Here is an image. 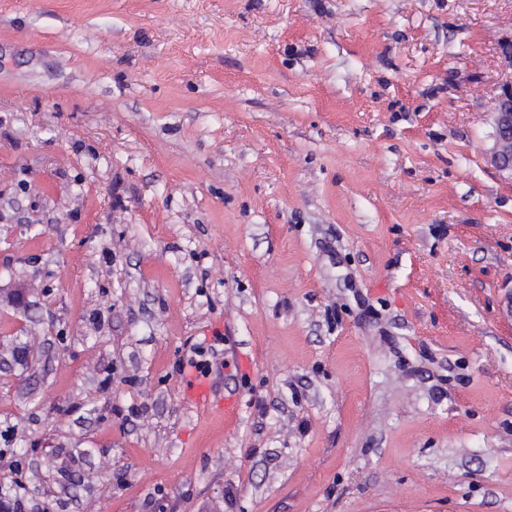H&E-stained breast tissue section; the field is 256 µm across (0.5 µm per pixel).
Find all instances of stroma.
<instances>
[{
    "instance_id": "1",
    "label": "stroma",
    "mask_w": 512,
    "mask_h": 512,
    "mask_svg": "<svg viewBox=\"0 0 512 512\" xmlns=\"http://www.w3.org/2000/svg\"><path fill=\"white\" fill-rule=\"evenodd\" d=\"M512 0H0V492L512 512ZM223 337L202 416L176 365ZM502 66L510 76L492 99L493 144L489 150L491 164L501 173L512 177V36L499 44ZM183 399L202 413H218L228 418L238 414V398L234 394L218 396L207 377L187 373L183 385Z\"/></svg>"
}]
</instances>
